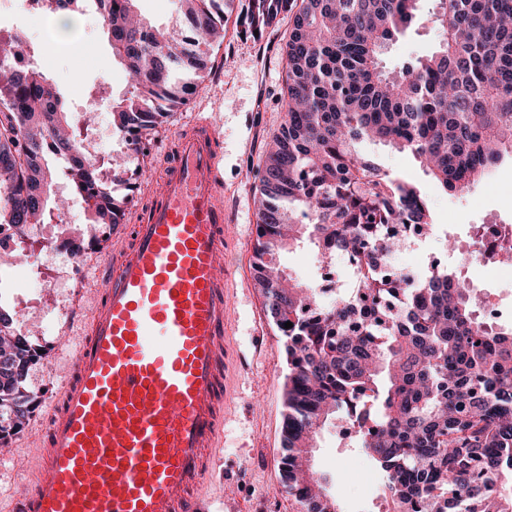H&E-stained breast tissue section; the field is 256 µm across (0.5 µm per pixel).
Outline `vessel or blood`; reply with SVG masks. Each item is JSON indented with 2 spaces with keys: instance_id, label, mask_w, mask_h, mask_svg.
Returning <instances> with one entry per match:
<instances>
[{
  "instance_id": "vessel-or-blood-1",
  "label": "vessel or blood",
  "mask_w": 512,
  "mask_h": 512,
  "mask_svg": "<svg viewBox=\"0 0 512 512\" xmlns=\"http://www.w3.org/2000/svg\"><path fill=\"white\" fill-rule=\"evenodd\" d=\"M223 159L205 112L174 133L127 242L100 259L104 288L15 512H209L194 491L224 428Z\"/></svg>"
}]
</instances>
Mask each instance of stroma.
I'll list each match as a JSON object with an SVG mask.
<instances>
[{
    "label": "stroma",
    "mask_w": 512,
    "mask_h": 512,
    "mask_svg": "<svg viewBox=\"0 0 512 512\" xmlns=\"http://www.w3.org/2000/svg\"><path fill=\"white\" fill-rule=\"evenodd\" d=\"M0 8L14 32L34 47L32 66L54 79L71 111H79L86 101L103 94L116 99L127 92L126 70L113 57L105 23L89 0L78 12L76 34L64 42L54 33L52 16H31L25 0H5ZM240 8L239 0H229L224 40L209 47L221 73H205L199 83L200 97L175 109L167 123L150 135L142 152L126 153L117 142L107 141L110 112L95 113V136L102 149L122 153L130 170L142 176L139 190L123 199L131 217L158 185L160 157L170 146L174 131L187 125L199 103L207 104L213 122L220 125L224 137V259L230 303L228 367L224 375V434L215 450L219 462L200 496L207 502L223 503V512H300L294 498L282 493L279 472L286 373L282 341L269 322L252 267L256 229L253 187L259 179L263 152L284 121L280 91L285 60L280 46L288 24L280 22L257 41L240 33L235 23ZM436 45L432 27L409 29L386 50L383 63L390 69L400 67ZM361 149L379 158L390 173L420 184L430 200L434 230L413 239L412 252L402 257L404 263L424 270L433 261H441L481 291L489 304L498 301L500 291H512V266L472 251L480 224L493 219L512 225V207L502 205V189L512 184V159L503 158L485 178L450 195L436 188L409 154L371 142L362 143ZM93 231L99 244L92 248L86 266L69 269L71 287H35L20 274L27 268V260L0 263V273L17 275L10 287H0V307L15 316L33 343L46 350L44 360L27 378L39 404L27 426L12 439L13 458L0 463V512H8L10 501L23 494L34 476L41 459L38 437L45 413L70 375L76 344L87 325V298L98 285V259L102 251L125 238L121 225L97 224ZM450 240L455 250H447ZM279 264L296 280L316 287L320 264L310 246L301 244L282 252ZM311 465L326 477V488L341 512H387L382 470L357 442L342 440L338 426L329 424L320 431Z\"/></svg>",
    "instance_id": "stroma-1"
}]
</instances>
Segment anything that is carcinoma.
Instances as JSON below:
<instances>
[{
  "instance_id": "cac0c4a2",
  "label": "carcinoma",
  "mask_w": 512,
  "mask_h": 512,
  "mask_svg": "<svg viewBox=\"0 0 512 512\" xmlns=\"http://www.w3.org/2000/svg\"><path fill=\"white\" fill-rule=\"evenodd\" d=\"M93 2L131 84L127 97L107 100L112 128L137 152L167 106L194 95L185 74L210 68L224 0H179L188 35L136 19L138 0ZM283 17L285 122L256 186L254 270L286 355L285 491L305 512H341L302 468L318 431L341 419L357 422L361 447L391 479L389 512H512V327L486 325L473 289L446 267L379 272L431 215L418 185L359 149L367 137L406 150L453 193L512 155V0H439L437 47L397 71L381 55L423 23L419 0H245L238 22L261 37ZM2 71L0 226L23 237L51 215L50 155L94 223H124L53 81L30 65ZM305 240L324 263L356 260L362 298L321 306L286 278L278 255ZM367 300L371 316L350 326ZM38 350L0 311V443L35 409L26 379L45 358Z\"/></svg>"
}]
</instances>
